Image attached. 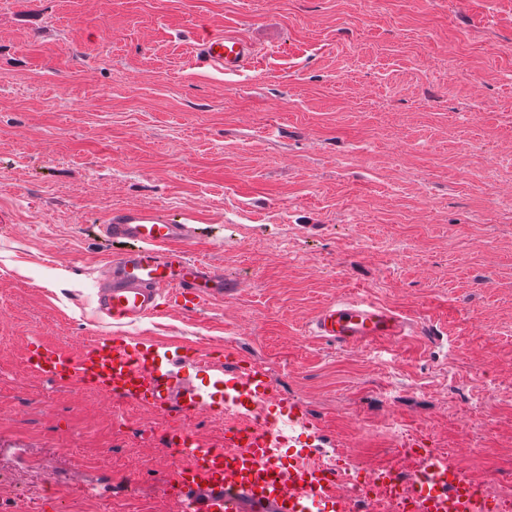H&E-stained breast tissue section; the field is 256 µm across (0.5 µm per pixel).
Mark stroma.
Instances as JSON below:
<instances>
[{
	"label": "stroma",
	"instance_id": "35a3bbf8",
	"mask_svg": "<svg viewBox=\"0 0 512 512\" xmlns=\"http://www.w3.org/2000/svg\"><path fill=\"white\" fill-rule=\"evenodd\" d=\"M232 31L237 73L199 52ZM500 169L487 178L486 165ZM128 209L195 224L230 288L128 326L95 299ZM359 296L396 341L312 336ZM128 336L258 364L294 448L390 434L512 483V0H9L0 8V512H183L176 411L53 382L41 341Z\"/></svg>",
	"mask_w": 512,
	"mask_h": 512
}]
</instances>
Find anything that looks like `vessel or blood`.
Wrapping results in <instances>:
<instances>
[{"mask_svg":"<svg viewBox=\"0 0 512 512\" xmlns=\"http://www.w3.org/2000/svg\"><path fill=\"white\" fill-rule=\"evenodd\" d=\"M200 51L224 73L238 72L250 54L231 32L208 35ZM100 230L106 239L127 245L109 260L98 288L97 311L104 318L135 323L155 315L166 300L192 311L223 295V275L188 253L196 240L193 225L131 209L112 216ZM408 327L406 319L382 305L340 298L317 310L310 332L350 346L396 340ZM179 360V355L125 338L96 341L77 352L36 341L28 356L34 371L55 382L91 386L151 408L175 406L186 415L208 405L232 411L249 402L262 404L273 390L269 375L254 366L225 370L222 387L209 394L181 387L173 381ZM284 444L270 429L247 424L229 429L220 448L199 446L188 432H179L167 445L191 464L177 468L167 484L178 488L185 512H346L334 479L324 469L302 464V451L283 454ZM376 479L403 497L410 512H483L477 485L433 448L421 455L420 475L406 478L382 469Z\"/></svg>","mask_w":512,"mask_h":512,"instance_id":"vessel-or-blood-1","label":"vessel or blood"}]
</instances>
